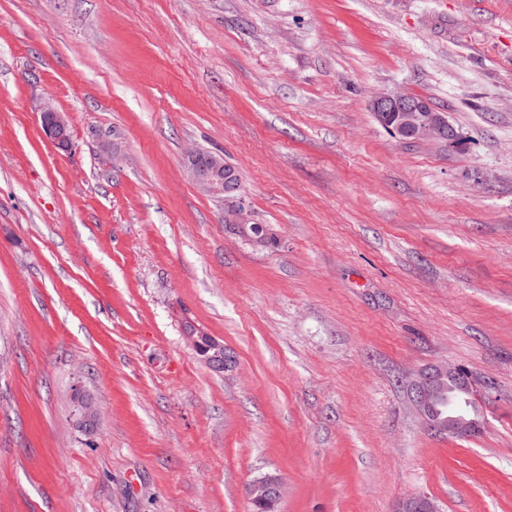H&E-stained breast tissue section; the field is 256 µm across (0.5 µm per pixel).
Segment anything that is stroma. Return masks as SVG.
Wrapping results in <instances>:
<instances>
[{"instance_id": "35a3bbf8", "label": "stroma", "mask_w": 512, "mask_h": 512, "mask_svg": "<svg viewBox=\"0 0 512 512\" xmlns=\"http://www.w3.org/2000/svg\"><path fill=\"white\" fill-rule=\"evenodd\" d=\"M397 91L460 142L388 134ZM438 362L478 432L414 407ZM266 474L278 512H512V0H0V512H250ZM42 128L45 135L61 150H68L70 135L68 123L61 112L45 105L41 113ZM224 165L232 166L220 156L203 155L199 151L194 152L190 160L194 181L213 196L227 200L237 195L240 183L235 170L224 168ZM253 215L242 202L231 203L224 208V222L238 236L249 240L257 247H267L271 240L277 239V234L272 227L266 226L261 232L256 231L257 222H253ZM186 338L215 371H225L234 365L235 359L233 355L223 345L200 332L195 327L189 326L186 329ZM465 379L468 386L473 380L467 378L459 366L447 363L433 365L421 371L413 384V402L424 417L427 426L438 434H453L459 437L470 435L478 429V420L444 416L439 407V394L448 379ZM72 415L84 429L91 428L95 423V404L84 390L76 389L72 395ZM284 485L282 480L273 475H264L252 482L248 488V496L251 501L253 512H273L263 502L275 506L283 497ZM261 501V502H260Z\"/></svg>"}]
</instances>
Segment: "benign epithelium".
<instances>
[{
  "mask_svg": "<svg viewBox=\"0 0 512 512\" xmlns=\"http://www.w3.org/2000/svg\"><path fill=\"white\" fill-rule=\"evenodd\" d=\"M375 119L400 141H442L456 144L460 140L457 130L448 122L447 113L434 109L425 99L405 92L377 95L371 102ZM42 128L45 135L61 149L70 146L68 123L63 113L49 105L42 109ZM194 181L215 197L230 199L240 190L238 175L233 169L224 167V159L208 153L194 152L190 160ZM224 223L238 236L257 247H266L277 239L273 227L266 226L256 231L253 215L243 203L236 202L224 208ZM187 341L203 356L207 364L216 371L231 368L235 359L223 345L190 326L186 329ZM464 379L472 384V378L458 366L446 363L433 365L421 371L413 384V402L424 417L427 426L438 434H453L459 437L470 435L478 429L479 421L461 417L445 416L439 407V394L445 381ZM72 415L79 425L88 429L95 423V404L92 397L81 389L72 395ZM284 494L282 480L273 475H264L252 482L248 496L252 501L276 505ZM396 512H439L435 502L427 497L411 496L401 500Z\"/></svg>",
  "mask_w": 512,
  "mask_h": 512,
  "instance_id": "obj_1",
  "label": "benign epithelium"
}]
</instances>
